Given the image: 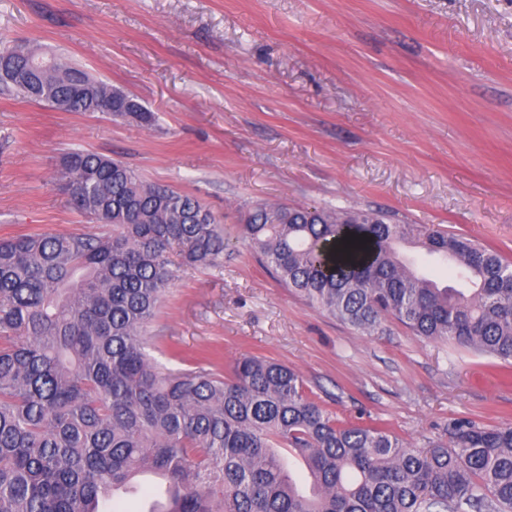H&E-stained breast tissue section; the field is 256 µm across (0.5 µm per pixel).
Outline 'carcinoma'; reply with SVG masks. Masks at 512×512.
<instances>
[{"mask_svg": "<svg viewBox=\"0 0 512 512\" xmlns=\"http://www.w3.org/2000/svg\"><path fill=\"white\" fill-rule=\"evenodd\" d=\"M0 84L65 112L147 126L137 98L55 56L0 47ZM70 205L106 235L0 241V512H109L110 488L149 470L168 507L149 512H512V425L458 422L448 445L409 448L344 422L294 368L244 357L223 372L150 329L184 268L216 266L224 228L194 196L120 160L72 149ZM242 231L277 280L355 331L390 317L512 364V262L387 214L257 203ZM452 260L469 291L417 273L397 245ZM288 448L310 491L290 474Z\"/></svg>", "mask_w": 512, "mask_h": 512, "instance_id": "obj_1", "label": "carcinoma"}]
</instances>
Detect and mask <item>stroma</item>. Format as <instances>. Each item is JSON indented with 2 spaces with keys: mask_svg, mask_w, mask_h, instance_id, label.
Returning a JSON list of instances; mask_svg holds the SVG:
<instances>
[{
  "mask_svg": "<svg viewBox=\"0 0 512 512\" xmlns=\"http://www.w3.org/2000/svg\"><path fill=\"white\" fill-rule=\"evenodd\" d=\"M64 56L134 95L140 127L0 91V239L108 233L67 202L73 148L198 198L220 267L181 271L153 322L228 368L297 369L337 418L411 448L512 425L487 357L386 319L361 334L278 282L241 236L258 203L377 209L512 260V0H0V42Z\"/></svg>",
  "mask_w": 512,
  "mask_h": 512,
  "instance_id": "obj_1",
  "label": "stroma"
}]
</instances>
